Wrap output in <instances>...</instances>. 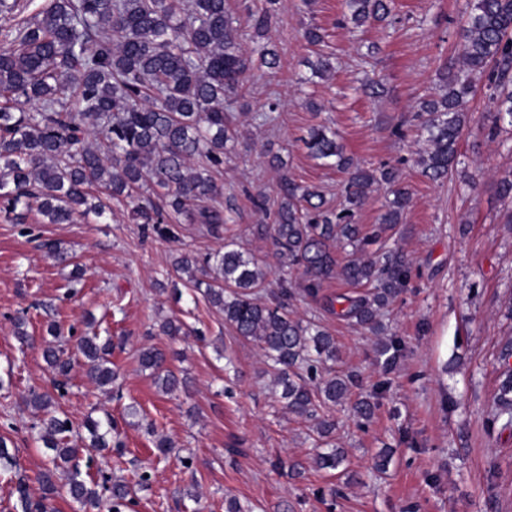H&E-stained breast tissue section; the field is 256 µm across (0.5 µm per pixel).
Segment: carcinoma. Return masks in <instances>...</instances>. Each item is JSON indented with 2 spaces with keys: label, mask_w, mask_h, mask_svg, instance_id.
Returning <instances> with one entry per match:
<instances>
[{
  "label": "carcinoma",
  "mask_w": 512,
  "mask_h": 512,
  "mask_svg": "<svg viewBox=\"0 0 512 512\" xmlns=\"http://www.w3.org/2000/svg\"><path fill=\"white\" fill-rule=\"evenodd\" d=\"M277 4L264 0L242 24L224 0H43L26 17L20 0H0V211L17 224L33 208L51 224H68L91 213L102 217L114 202L131 207L138 223L170 238L173 224L201 225L224 245L203 257L179 253L174 274L186 277L193 291L224 314L234 335L261 349L285 408L314 417L322 405L342 404L354 378L325 367L336 360V341L319 323L296 316L292 301L315 298L324 283L342 279L366 291L329 298L326 309L375 336L383 334L380 312L406 287L410 266L397 247L383 244L368 255L366 246L401 223L411 195L394 168L357 166L334 133L312 127L302 142L314 158L346 174L344 200L330 211L318 190L288 178L276 200L262 193L252 198L258 210L272 216L271 223L256 225L255 234L272 240L279 263L278 291L262 296L270 287L268 272L230 234L214 174L224 165L228 143L238 138L234 103L250 72L278 67L277 51L266 42ZM344 6L359 29L389 16L392 0H344ZM245 29L259 44L254 53L241 49ZM462 36L459 63L441 74L446 93L420 102L413 115L423 144L415 163L433 181L447 179L458 163L476 75L488 77L494 103L487 138L495 139L503 123L512 127V0H473ZM310 69L320 78L333 64L319 52ZM381 183L389 185L392 199L380 223L364 233L357 214ZM295 271L304 277L299 290L291 279ZM49 331L56 343L44 347L43 357L61 387L72 365L61 327L53 322ZM76 342L86 376L112 388L117 370L110 360L111 338L85 334ZM166 361L156 347L140 353L142 368L152 371L162 392L188 390L187 379L167 369ZM499 361L507 379L488 424L511 429V344ZM25 405L45 413L33 429L52 455L39 478L40 500H30L18 478L22 512H54L53 500L61 496L92 512L100 494L77 460L86 451L121 445L112 442L119 437L116 424L107 413L88 418V436L71 447L73 426L51 410V394L32 390ZM147 434L158 453L172 447L151 424ZM343 458L339 448L315 449L323 469H336ZM109 492L112 512L131 502L123 481H114Z\"/></svg>",
  "instance_id": "1"
}]
</instances>
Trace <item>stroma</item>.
<instances>
[{
    "mask_svg": "<svg viewBox=\"0 0 512 512\" xmlns=\"http://www.w3.org/2000/svg\"><path fill=\"white\" fill-rule=\"evenodd\" d=\"M469 2L394 0L390 22L353 34L342 25L343 0H279L269 33L279 66L250 76L238 140L216 176L233 234L266 263L273 281L278 264L270 240L253 233L265 221L253 195L276 196L286 176L317 187L330 205L341 200L342 174L314 159L302 142L311 126L331 127L346 154L366 166L405 160L397 174L412 203L385 233L411 266L406 288L383 311L388 335L400 343L395 362L384 365L376 336L337 319L321 298L301 297L293 305L299 317L315 319L335 337V369L354 375L353 398L372 394L376 382L387 384L366 425L351 404L325 409L336 422L333 440L345 451L343 464L319 468L313 420L278 402L255 344L238 340L206 301H178L159 290L178 252L217 249L199 225H176L167 239L133 223L122 206L107 220L72 224H48L35 212L15 224L0 213V436L11 439L18 462L16 471L0 470V512H16L18 477L35 480L49 456L22 400L33 389L52 391L53 373L40 345L16 340L13 319L21 310L36 337L52 320L78 335L111 336L118 391L91 383L72 346L69 387L55 404L77 427L88 416L111 415L122 447L81 456L80 469L129 483L135 512H224L228 495L253 512H512V429L484 427L504 380L499 354L512 338V227L504 222L512 198L496 189L512 175V130L487 139L489 93L478 86L467 104L471 121L459 141V163L441 183L411 162L415 134L401 141L390 133L420 100L441 95L438 75L461 51ZM310 25L323 29L322 50L335 71L303 87L298 79L313 56L304 38ZM370 67L386 79V92L376 99L359 89ZM309 97L319 111L305 106ZM272 100L280 102L279 112L270 123L258 121ZM51 241L69 249L72 265L47 257L44 245ZM75 266L83 271L77 285L70 282ZM172 316L188 335L159 334V322ZM149 346L163 349L170 370L190 378L189 393L158 389L139 362ZM132 403L142 420L127 417ZM147 421L173 442L167 457L156 456ZM387 446L394 455L382 473L374 457ZM280 460L299 463V475L276 470ZM144 472L151 476L145 488L137 484Z\"/></svg>",
    "mask_w": 512,
    "mask_h": 512,
    "instance_id": "stroma-1",
    "label": "stroma"
}]
</instances>
